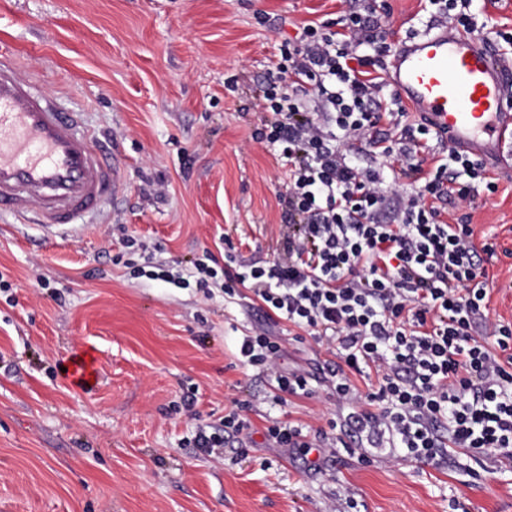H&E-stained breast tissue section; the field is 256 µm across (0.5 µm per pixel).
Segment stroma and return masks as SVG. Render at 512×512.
Wrapping results in <instances>:
<instances>
[{
	"label": "stroma",
	"instance_id": "stroma-1",
	"mask_svg": "<svg viewBox=\"0 0 512 512\" xmlns=\"http://www.w3.org/2000/svg\"><path fill=\"white\" fill-rule=\"evenodd\" d=\"M388 41L429 30L428 0H388ZM346 0H6L0 52L48 95L66 93L113 144L127 192L66 233L0 221V512H512V460L451 450L437 464L388 441L334 430V454L277 447L271 419L313 427L348 409L318 393L281 399L273 376L236 346L256 318L250 292L225 301L131 276L123 229L156 242L159 261L191 271L233 242L273 257L287 230L288 169L251 134L281 43L302 22L333 20ZM477 24L512 59V0ZM477 239L512 250V167L487 157ZM493 320L512 322V257L492 268ZM285 369L314 371L325 344L287 324ZM241 445L191 440L232 410Z\"/></svg>",
	"mask_w": 512,
	"mask_h": 512
}]
</instances>
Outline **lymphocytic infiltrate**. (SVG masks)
<instances>
[{"mask_svg": "<svg viewBox=\"0 0 512 512\" xmlns=\"http://www.w3.org/2000/svg\"><path fill=\"white\" fill-rule=\"evenodd\" d=\"M389 14L386 0H359L280 46L260 103L271 118L255 135L288 165V233L273 259L246 261L229 244L223 260L204 252L184 278L159 269L143 244L136 272L229 299L248 289L266 320L336 345L338 363L315 381L281 369L266 320L238 355L281 393L319 390L352 406L357 430L389 433L407 458L433 464L446 446L512 458V324L489 320L497 245L476 243L469 212L473 180L491 194L497 186L481 159L455 149L427 164L436 129L404 122L383 93ZM365 147L399 164L406 189L360 165ZM371 370L377 385L359 394L353 379Z\"/></svg>", "mask_w": 512, "mask_h": 512, "instance_id": "1", "label": "lymphocytic infiltrate"}]
</instances>
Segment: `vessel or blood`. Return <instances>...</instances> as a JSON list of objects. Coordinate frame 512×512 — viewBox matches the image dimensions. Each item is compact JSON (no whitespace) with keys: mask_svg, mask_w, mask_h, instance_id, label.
Segmentation results:
<instances>
[{"mask_svg":"<svg viewBox=\"0 0 512 512\" xmlns=\"http://www.w3.org/2000/svg\"><path fill=\"white\" fill-rule=\"evenodd\" d=\"M20 62L0 53V215L66 230L119 199L125 171L81 113L38 93ZM402 102L425 115L448 144L512 159V65L478 36L445 23L406 39L389 63Z\"/></svg>","mask_w":512,"mask_h":512,"instance_id":"1","label":"vessel or blood"}]
</instances>
